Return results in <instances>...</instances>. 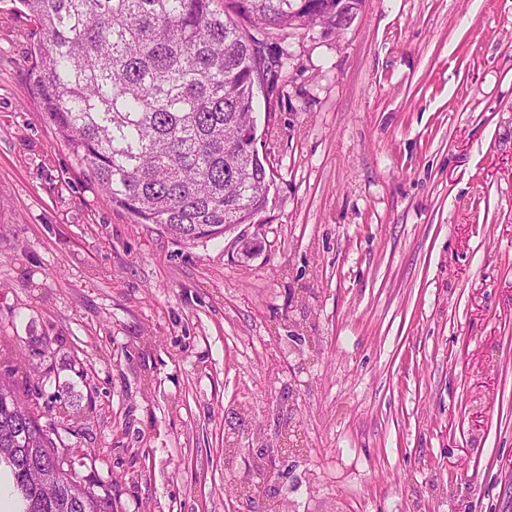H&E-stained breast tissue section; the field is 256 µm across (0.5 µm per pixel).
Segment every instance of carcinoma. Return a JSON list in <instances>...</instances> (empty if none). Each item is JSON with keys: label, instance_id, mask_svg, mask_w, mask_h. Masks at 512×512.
<instances>
[{"label": "carcinoma", "instance_id": "cac0c4a2", "mask_svg": "<svg viewBox=\"0 0 512 512\" xmlns=\"http://www.w3.org/2000/svg\"><path fill=\"white\" fill-rule=\"evenodd\" d=\"M40 28L29 69L43 114L112 203L177 240H213L267 206V168L252 144L256 98L266 107L282 58L273 30L350 25L363 0H20ZM0 376V476L17 512H114Z\"/></svg>", "mask_w": 512, "mask_h": 512}]
</instances>
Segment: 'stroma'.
<instances>
[{"label":"stroma","mask_w":512,"mask_h":512,"mask_svg":"<svg viewBox=\"0 0 512 512\" xmlns=\"http://www.w3.org/2000/svg\"><path fill=\"white\" fill-rule=\"evenodd\" d=\"M0 0V372L115 512H512V0H365L291 58L256 223L192 245L113 206ZM288 433L276 435L272 441H266L264 448H258L260 455L265 459V466L272 471L276 467V461H279L288 447Z\"/></svg>","instance_id":"1"}]
</instances>
